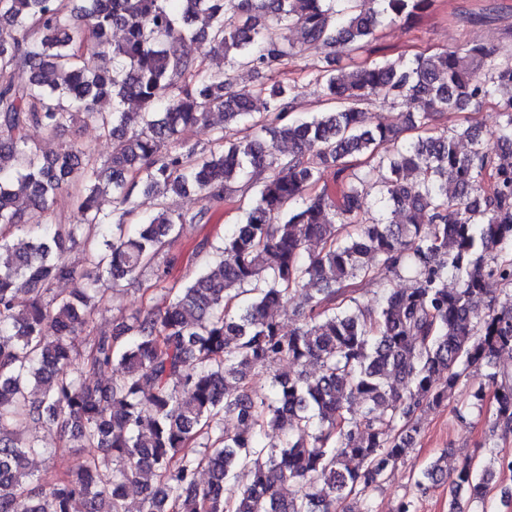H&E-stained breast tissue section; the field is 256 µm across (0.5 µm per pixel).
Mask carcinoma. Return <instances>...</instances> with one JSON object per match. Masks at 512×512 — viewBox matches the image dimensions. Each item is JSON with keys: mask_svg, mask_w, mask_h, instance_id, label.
<instances>
[{"mask_svg": "<svg viewBox=\"0 0 512 512\" xmlns=\"http://www.w3.org/2000/svg\"><path fill=\"white\" fill-rule=\"evenodd\" d=\"M431 2L0 0V512H127L128 487L140 489V512H336L350 496L357 512H373L422 414L483 366L491 432L512 433V369L493 364L512 348V164L500 161L512 154V54L499 60L471 43L404 65L335 66L336 50L362 49ZM188 40L223 53L225 69L188 54ZM305 43L329 49L315 84L331 108L291 120L294 87H237V68L273 73ZM100 51L112 69L92 66ZM380 97L409 112L408 130L497 98L495 141L471 126L404 139L365 112ZM79 114L112 139L106 158L77 144L47 157L30 144V129L52 135ZM198 124L216 131L207 149L182 143ZM277 140L291 142L288 156ZM355 156L368 170L355 171ZM327 170L334 189L320 184ZM73 184L76 223L46 221ZM244 186L255 191L243 220L189 283L167 289L166 309L142 305L89 347L72 343L94 323L101 278L116 286L150 271L154 285L165 282L172 259L162 251L176 228L209 223L212 205ZM109 187L105 234L98 196ZM190 187L204 205L171 209L167 197ZM138 190L159 203L132 228ZM21 228L31 242L17 249ZM78 246L83 269L66 258ZM405 273L410 286L391 287ZM489 279L506 286L503 298L485 299ZM62 281L73 285L65 295ZM300 289L307 305L286 332L274 312ZM283 360L300 371L275 370ZM114 364L111 381L91 380ZM259 368L271 371L264 395L250 385ZM228 418L240 428L228 431ZM29 427L106 454L38 476L30 458L52 449L17 433ZM489 454L451 474L438 457L416 485L449 479L484 505L495 478L512 474L511 449L493 441ZM229 479L241 482L234 500L224 498Z\"/></svg>", "mask_w": 512, "mask_h": 512, "instance_id": "cac0c4a2", "label": "carcinoma"}]
</instances>
